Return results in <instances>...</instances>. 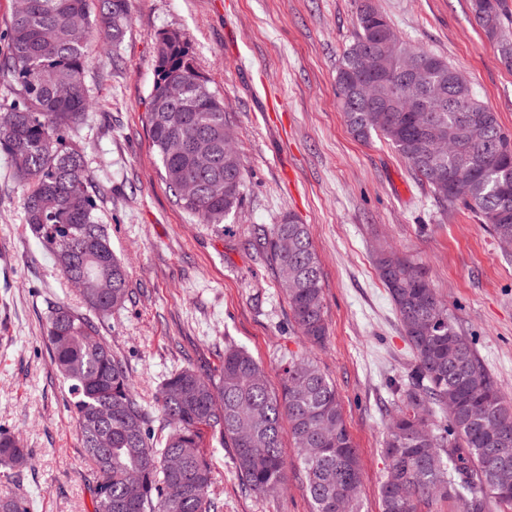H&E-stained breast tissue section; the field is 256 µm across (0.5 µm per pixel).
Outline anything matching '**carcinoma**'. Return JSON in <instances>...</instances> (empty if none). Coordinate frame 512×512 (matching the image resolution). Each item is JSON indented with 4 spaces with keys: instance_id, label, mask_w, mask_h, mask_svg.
Listing matches in <instances>:
<instances>
[{
    "instance_id": "cac0c4a2",
    "label": "carcinoma",
    "mask_w": 512,
    "mask_h": 512,
    "mask_svg": "<svg viewBox=\"0 0 512 512\" xmlns=\"http://www.w3.org/2000/svg\"><path fill=\"white\" fill-rule=\"evenodd\" d=\"M508 0H472L477 25L512 64L505 37ZM357 37L336 74L338 98L370 81L371 94L387 99L385 112L343 109L359 141L384 139L421 181L429 161L445 184L438 199L474 212L501 243L512 242V132L481 103L471 87H452L447 59L394 37L398 56L426 68L423 100L428 122L445 148L432 153L415 99L398 83L387 91L391 63L366 76L353 70L356 50L393 31L373 0H359ZM128 27L127 0H25L12 11L0 78L15 97L0 103V153L8 156L24 187L25 223L43 248L66 251L63 278L79 287L85 311L58 303L49 311L45 337L50 362L67 383L82 448L93 463L94 512H223L213 495V473L202 447L203 430L233 449L241 482L266 495L287 484L282 422L296 448V467L311 512H361L363 470L336 386L303 352L278 362L280 390L270 388L263 366L246 349L227 344L220 368L204 374L191 366L168 373L157 404L166 432L156 435L124 360L100 336L93 318L105 319L129 299L128 270L112 251L100 223L85 151L74 135L91 106L85 70L93 51L117 47ZM161 176L178 203L217 233L241 207L245 167L224 143L231 129L224 98L198 71L189 45L175 31L161 34L157 78L147 112ZM478 159L465 196L446 184L462 154ZM259 250L275 269L303 340L321 347L327 338L319 261L310 231L291 214L261 229ZM377 265L410 346L413 366L394 381L397 403L384 442L387 476L379 489L383 512H422L437 500L455 499L462 512L512 509L501 494L512 480V402L501 394L471 340L458 328L426 272L392 249ZM511 452L503 455L501 448ZM21 439L0 429V472L32 466ZM0 512H30L26 495L0 497Z\"/></svg>"
}]
</instances>
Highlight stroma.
Masks as SVG:
<instances>
[{"label": "stroma", "mask_w": 512, "mask_h": 512, "mask_svg": "<svg viewBox=\"0 0 512 512\" xmlns=\"http://www.w3.org/2000/svg\"><path fill=\"white\" fill-rule=\"evenodd\" d=\"M400 37L440 55L512 131V69L476 25L469 0H375ZM116 54L93 55L92 102L75 139L100 190V219L129 271L131 299L98 321L125 361L152 429L171 370L212 373L215 348H246L279 389L277 357L302 350L258 229L294 213L307 224L322 276L328 339L316 350L336 385L361 457L362 512H382L381 452L394 408L391 379L413 356L375 265L390 246L424 267L459 328L512 400V251L461 206L441 203L386 143L349 133L336 72L357 33V0H129ZM178 31L198 70L224 98L247 168L241 208L217 234L176 202L159 175L146 125L161 33ZM23 188L0 155V427L33 454L20 479L0 476V496L23 489L32 512H93V467L50 363L45 325L52 305H78L52 256L25 224ZM223 512H310L296 474L280 498L246 490L231 449L202 436Z\"/></svg>", "instance_id": "1"}]
</instances>
